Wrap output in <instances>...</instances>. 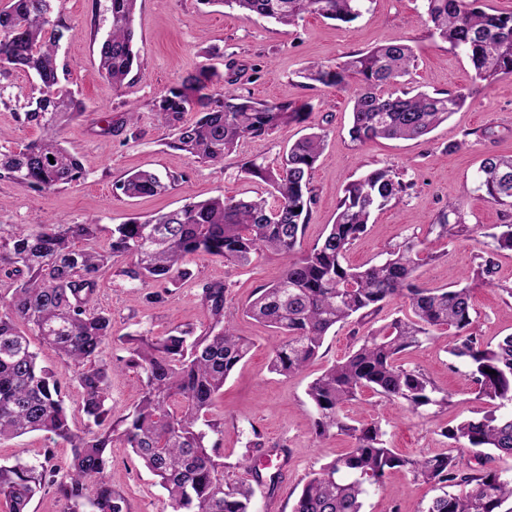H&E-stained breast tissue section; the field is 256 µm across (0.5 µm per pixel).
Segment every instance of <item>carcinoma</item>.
Here are the masks:
<instances>
[{
  "mask_svg": "<svg viewBox=\"0 0 512 512\" xmlns=\"http://www.w3.org/2000/svg\"><path fill=\"white\" fill-rule=\"evenodd\" d=\"M57 0H6L0 7V76L13 69L31 72L39 96L21 106V119L37 126L39 140L13 151H0V178L42 191H55L85 177L79 159L62 146L63 123L86 111L74 93L60 88L57 63L62 38L53 20ZM368 0H202L226 6L249 20L258 16L294 25L306 15L351 23ZM432 35L464 52L474 78L491 85L512 76V12H488L481 0H423ZM137 0H109L112 25L99 45V67L112 85H120L138 63L140 49L133 28ZM414 54L405 43H390L356 52L334 65L313 64L302 78L325 87H355L350 99L352 140L421 139L463 107L468 94L421 91L412 85ZM223 77L202 64L169 88L154 103L170 131L167 145L201 163H221L246 138H262L289 123L309 120L313 106L259 101L221 85ZM199 113L183 122L189 111ZM130 110L107 120L98 134L110 135L136 123ZM324 129L295 141L270 166L255 159L241 172L270 187L268 196L252 199L216 196L189 201L149 218L132 217L109 231L99 243L98 224H70L59 218L39 219L31 230L0 226V272L10 280L0 293V440L43 431L72 448L67 470L44 462L0 464V496L9 512H29L34 497L54 490L67 512H131L127 498L107 478L112 448H130L167 494L170 512H254V489L230 479L220 461L217 437L223 423L208 417L224 383L249 351L226 314L224 284H207L200 301L209 323L197 333L174 329L164 336L122 337L128 345L126 367L144 377L145 389L132 411L112 418L110 367L103 358L112 339V315L96 306L103 273L113 270L151 288L168 290L188 271L186 257L207 255L239 265L263 254L284 260L282 275L259 289L245 313L283 336L273 349L270 371L292 376L314 361L329 331L350 319L359 325L374 320L400 299L408 313L356 339V349L336 361L308 386L316 416L315 437L336 430L353 441L349 450L324 466L303 486L292 512H363L366 487L379 486L393 469L413 480L438 485L425 512H512V467L490 468L495 459L512 460V334L495 344L474 331L472 290L475 286H512L495 278V257L512 251V223L497 224L471 283L431 289L417 283L415 272L436 254L412 234L389 247L375 263L350 267L346 252L366 230L377 210L402 198L413 187L403 173L377 168L345 186L336 219L310 249L302 238L315 203L312 174L323 149ZM181 176L139 171L116 181V196H154ZM477 189L489 202L512 210V156H487L480 162ZM459 204L448 202L428 225L426 235L450 244L469 238ZM454 337L450 354L465 359L479 398L494 405L478 419L444 432L460 447L420 457L402 456L390 448L376 423L341 415L342 407L370 391L412 410L443 408L448 396L417 367L402 364L404 353L437 342L440 333ZM56 349L71 380L38 363L31 337ZM492 373L485 372V369ZM83 390L87 429L70 425L66 405L70 382Z\"/></svg>",
  "mask_w": 512,
  "mask_h": 512,
  "instance_id": "carcinoma-1",
  "label": "carcinoma"
}]
</instances>
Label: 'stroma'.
Wrapping results in <instances>:
<instances>
[{"label": "stroma", "mask_w": 512, "mask_h": 512, "mask_svg": "<svg viewBox=\"0 0 512 512\" xmlns=\"http://www.w3.org/2000/svg\"><path fill=\"white\" fill-rule=\"evenodd\" d=\"M107 6V0H58L55 12L63 33L58 50L62 83L87 107L81 117L62 126L59 139L80 157L87 177L54 192L0 179L1 225L21 227L40 217L59 216L73 224L95 222L109 228L133 216L175 209L191 199L265 194L264 183L241 172V160L257 156L266 164H276L288 143L303 135L302 126L290 124L265 138L242 140L223 163H198L167 146L168 130L153 111L154 101L200 64L212 63L222 73L226 62L232 60L237 64L239 91L260 100L311 103V123L323 124L327 133L325 150L313 172L316 202L304 248H311L326 226L334 223L346 183L372 169L389 167L404 172L414 187L409 196L372 216L365 233L348 250L347 264L359 266L377 260L388 245L423 232L452 200L460 203L467 224L476 231L472 237L438 247L437 258L419 267L416 277L426 288L466 284L484 249L486 233L503 221L499 207L477 191L476 171L486 156L512 155V77L486 89L475 83L463 55L432 36L422 19L421 0H372L369 11L349 24L308 16L293 26L257 17L245 20L235 10L203 5L199 0H138L134 27L140 64L119 87L112 86L98 68V44L110 29ZM392 42L412 47L415 85L429 91L465 89L471 96L427 139L352 142L348 135L349 92L305 86L298 72L313 63L333 64L351 53ZM211 49L218 50V57L208 58ZM35 84L32 74L19 69L0 80L5 88L0 94V150H17L39 138V130L24 123L14 105L15 100L30 94ZM132 107L142 114L136 130L109 136L91 133L93 123ZM464 139L468 147L447 152L448 144ZM134 170L175 172L184 179L154 197L113 196V183ZM185 267L187 277L156 302L131 279L104 276L97 305L112 314V340L105 350L112 367V413L120 416L132 410L144 392L140 375L125 366L128 352L123 336H161L177 327L204 330L203 286L227 285L226 311L234 318L237 334L247 337L251 347L226 380L210 416L224 424L223 460L231 466V479L252 484L256 512H292L312 473L351 446L343 435L315 439L313 407L306 390L314 378L352 349L358 326L347 323L331 330L320 357L302 373L291 377L271 373L269 358L281 338L244 316L242 310L260 288L280 277L282 259L267 254L239 267L221 258L193 257L186 260ZM472 302L475 327L484 341L494 342L512 333L511 295L477 288ZM403 361L420 367L441 393L447 394L445 409L424 407L414 412L367 392L358 405L346 407V414L380 425L389 447L398 454L417 456L448 450L451 443L443 435L445 428L482 416L489 409L487 402L478 398L467 364L452 357L444 342L411 350ZM48 448L54 452L55 464L66 467L70 447L51 444L42 432L1 441L0 461L35 464L43 461ZM247 452L260 460L271 458V468L259 475L237 468L238 459ZM108 478L123 491L131 512H165L164 490L123 445L112 450ZM438 493V488L412 482L405 472L394 470L380 487L370 490L364 512H425Z\"/></svg>", "instance_id": "35a3bbf8"}]
</instances>
